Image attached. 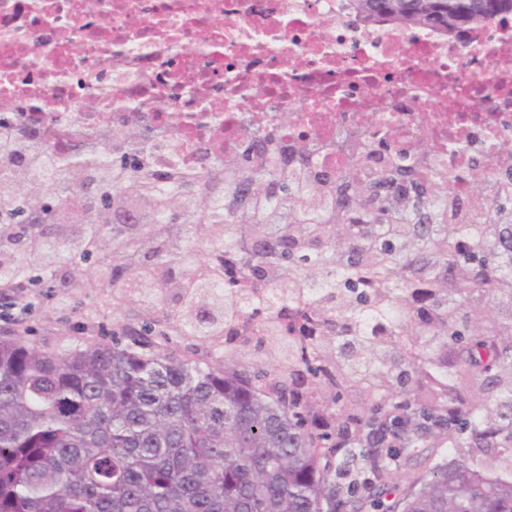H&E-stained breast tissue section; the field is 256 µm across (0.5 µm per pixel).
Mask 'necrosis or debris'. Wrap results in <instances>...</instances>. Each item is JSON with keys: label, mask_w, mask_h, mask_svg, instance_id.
I'll list each match as a JSON object with an SVG mask.
<instances>
[{"label": "necrosis or debris", "mask_w": 512, "mask_h": 512, "mask_svg": "<svg viewBox=\"0 0 512 512\" xmlns=\"http://www.w3.org/2000/svg\"><path fill=\"white\" fill-rule=\"evenodd\" d=\"M0 100V128L56 146L62 173L129 123L187 161L275 129L338 165L381 131L465 197L512 167V15L460 43L359 25L346 0H0Z\"/></svg>", "instance_id": "1"}]
</instances>
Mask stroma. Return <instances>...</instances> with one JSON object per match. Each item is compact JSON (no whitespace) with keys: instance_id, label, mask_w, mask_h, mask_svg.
<instances>
[{"instance_id":"obj_1","label":"stroma","mask_w":512,"mask_h":512,"mask_svg":"<svg viewBox=\"0 0 512 512\" xmlns=\"http://www.w3.org/2000/svg\"><path fill=\"white\" fill-rule=\"evenodd\" d=\"M100 256H93L79 265L58 264L57 277L83 275L82 288H17L14 296L27 303L11 328L26 334L33 344L61 349L91 339L103 343L112 339L115 322L136 318V302L114 304L110 289L102 287L98 268Z\"/></svg>"}]
</instances>
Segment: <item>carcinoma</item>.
<instances>
[{
  "label": "carcinoma",
  "mask_w": 512,
  "mask_h": 512,
  "mask_svg": "<svg viewBox=\"0 0 512 512\" xmlns=\"http://www.w3.org/2000/svg\"><path fill=\"white\" fill-rule=\"evenodd\" d=\"M347 5L366 25L445 35L512 13ZM418 151L363 139L329 169L304 139L251 133L237 157L162 166L131 123L65 184L53 148L31 147L22 173L11 154L0 206L19 224L42 204L83 224L75 246L39 231L46 251L102 253L112 299L146 319L63 351L0 337V512H512V477L467 463L398 479L445 446L512 460V169L459 200ZM40 265L22 251L0 283L38 286ZM177 336L208 347L182 354ZM270 364L283 375L265 384ZM365 431L371 447H350Z\"/></svg>",
  "instance_id": "obj_1"
}]
</instances>
